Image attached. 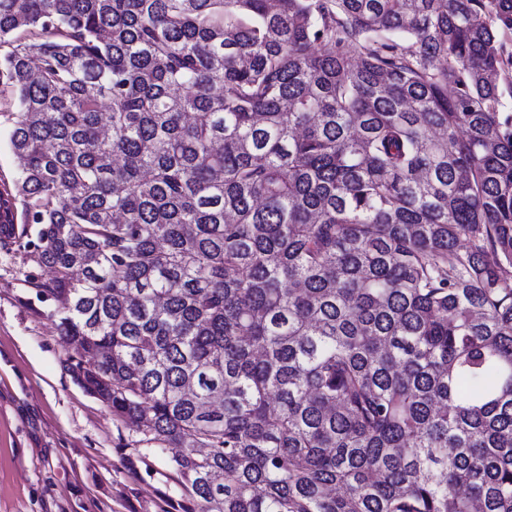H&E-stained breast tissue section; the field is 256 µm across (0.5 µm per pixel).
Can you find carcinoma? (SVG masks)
I'll list each match as a JSON object with an SVG mask.
<instances>
[{"instance_id": "carcinoma-1", "label": "carcinoma", "mask_w": 512, "mask_h": 512, "mask_svg": "<svg viewBox=\"0 0 512 512\" xmlns=\"http://www.w3.org/2000/svg\"><path fill=\"white\" fill-rule=\"evenodd\" d=\"M508 32L512 0H0V202L76 382L177 449L173 512H512ZM10 112L14 108L0 99V192H13L14 182L18 176V165L8 148V134L11 126Z\"/></svg>"}]
</instances>
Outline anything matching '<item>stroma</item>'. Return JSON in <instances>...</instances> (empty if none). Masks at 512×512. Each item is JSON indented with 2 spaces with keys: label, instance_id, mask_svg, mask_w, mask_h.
Returning a JSON list of instances; mask_svg holds the SVG:
<instances>
[{
  "label": "stroma",
  "instance_id": "obj_1",
  "mask_svg": "<svg viewBox=\"0 0 512 512\" xmlns=\"http://www.w3.org/2000/svg\"><path fill=\"white\" fill-rule=\"evenodd\" d=\"M0 242V512H166L182 487L168 454L81 388L48 280Z\"/></svg>",
  "mask_w": 512,
  "mask_h": 512
}]
</instances>
